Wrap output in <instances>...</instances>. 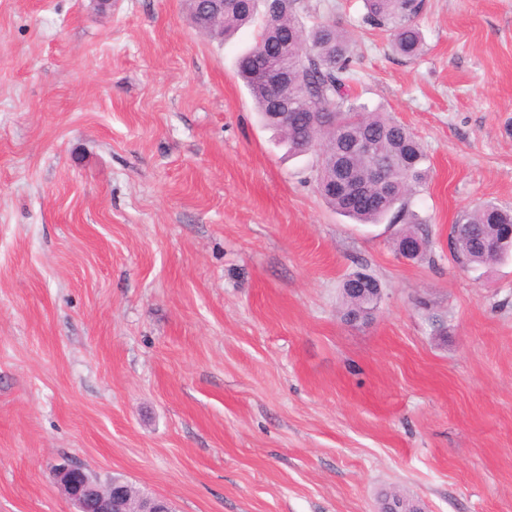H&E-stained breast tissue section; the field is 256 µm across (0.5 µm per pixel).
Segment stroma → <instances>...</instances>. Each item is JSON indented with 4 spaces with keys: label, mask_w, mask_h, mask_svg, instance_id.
I'll return each mask as SVG.
<instances>
[{
    "label": "stroma",
    "mask_w": 512,
    "mask_h": 512,
    "mask_svg": "<svg viewBox=\"0 0 512 512\" xmlns=\"http://www.w3.org/2000/svg\"><path fill=\"white\" fill-rule=\"evenodd\" d=\"M297 11L421 142L422 258L258 122L261 20L226 41L186 0H0V512H74L65 459L175 512H512V257L448 249L512 207V0H426L412 60L363 0ZM358 271L382 298L350 321ZM501 224L512 225V211L494 202H486L466 212L452 226L450 246L456 262L466 268H477L512 254L509 241L499 244L496 249L489 246L491 238H498ZM511 225L506 231L508 240H512Z\"/></svg>",
    "instance_id": "1"
}]
</instances>
